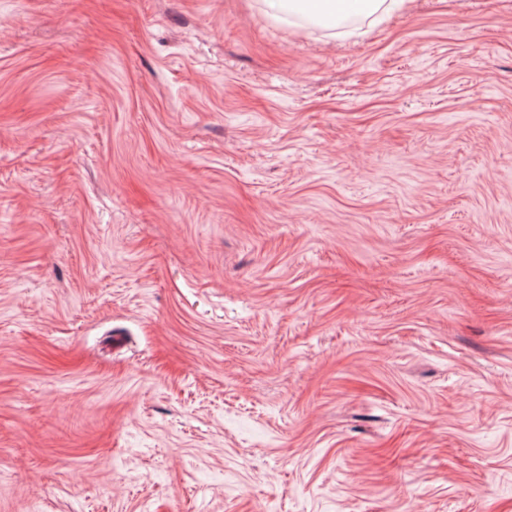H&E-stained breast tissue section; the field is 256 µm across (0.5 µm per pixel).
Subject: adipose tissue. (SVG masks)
<instances>
[{
    "label": "adipose tissue",
    "mask_w": 512,
    "mask_h": 512,
    "mask_svg": "<svg viewBox=\"0 0 512 512\" xmlns=\"http://www.w3.org/2000/svg\"><path fill=\"white\" fill-rule=\"evenodd\" d=\"M273 14H300L312 23L335 26L337 20L353 15L390 14L403 7L405 0H265Z\"/></svg>",
    "instance_id": "adipose-tissue-1"
}]
</instances>
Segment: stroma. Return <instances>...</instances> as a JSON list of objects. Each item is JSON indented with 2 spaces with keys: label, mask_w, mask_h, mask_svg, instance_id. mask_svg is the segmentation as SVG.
Instances as JSON below:
<instances>
[{
  "label": "stroma",
  "mask_w": 512,
  "mask_h": 512,
  "mask_svg": "<svg viewBox=\"0 0 512 512\" xmlns=\"http://www.w3.org/2000/svg\"><path fill=\"white\" fill-rule=\"evenodd\" d=\"M0 512H512V0H0ZM269 10L277 14H300L313 24L336 26L338 19L352 15L390 14L403 7L405 0H265Z\"/></svg>",
  "instance_id": "35a3bbf8"
}]
</instances>
